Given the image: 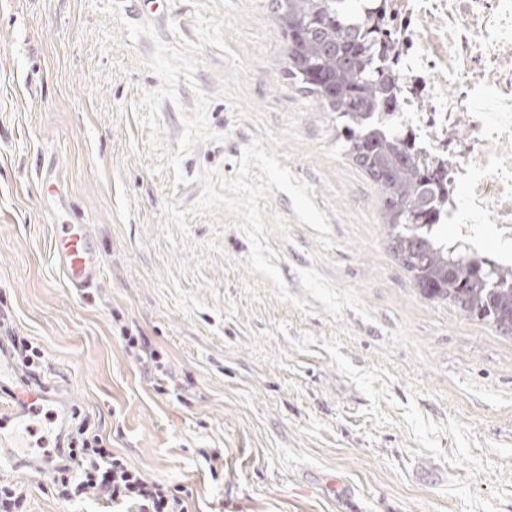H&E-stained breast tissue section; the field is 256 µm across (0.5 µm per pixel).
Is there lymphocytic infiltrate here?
Wrapping results in <instances>:
<instances>
[{
    "label": "lymphocytic infiltrate",
    "instance_id": "obj_1",
    "mask_svg": "<svg viewBox=\"0 0 512 512\" xmlns=\"http://www.w3.org/2000/svg\"><path fill=\"white\" fill-rule=\"evenodd\" d=\"M68 461L55 468L52 485L58 499L92 495L136 512H188L177 488L147 477L112 452L89 419H81L68 443Z\"/></svg>",
    "mask_w": 512,
    "mask_h": 512
}]
</instances>
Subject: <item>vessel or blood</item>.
<instances>
[{"mask_svg":"<svg viewBox=\"0 0 512 512\" xmlns=\"http://www.w3.org/2000/svg\"><path fill=\"white\" fill-rule=\"evenodd\" d=\"M52 261L62 283L80 292L96 283L101 261L85 221L52 224ZM49 387L33 388L18 367L0 368V463L28 464L23 439L32 431L45 401L50 400Z\"/></svg>","mask_w":512,"mask_h":512,"instance_id":"vessel-or-blood-1","label":"vessel or blood"}]
</instances>
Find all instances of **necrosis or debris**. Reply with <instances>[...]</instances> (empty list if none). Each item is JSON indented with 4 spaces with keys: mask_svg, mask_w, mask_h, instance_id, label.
<instances>
[{
    "mask_svg": "<svg viewBox=\"0 0 512 512\" xmlns=\"http://www.w3.org/2000/svg\"><path fill=\"white\" fill-rule=\"evenodd\" d=\"M370 20L395 77L386 121L439 183L440 221L512 241V0H358L350 30Z\"/></svg>",
    "mask_w": 512,
    "mask_h": 512,
    "instance_id": "necrosis-or-debris-1",
    "label": "necrosis or debris"
}]
</instances>
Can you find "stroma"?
Segmentation results:
<instances>
[{
    "instance_id": "35a3bbf8",
    "label": "stroma",
    "mask_w": 512,
    "mask_h": 512,
    "mask_svg": "<svg viewBox=\"0 0 512 512\" xmlns=\"http://www.w3.org/2000/svg\"><path fill=\"white\" fill-rule=\"evenodd\" d=\"M241 32L225 31L246 63L244 97L266 126L236 121L218 97L230 66L205 46L195 78L210 95L221 143L181 162L187 184L156 163L135 109L159 77L143 68L154 39L196 41L191 0H0V320L39 346L38 372L91 417L109 448L148 477L191 492V512H512V336L421 297L387 246L376 184L346 155L335 113L288 76L270 0H234ZM155 38L131 39L129 22ZM163 101L170 149L195 98ZM298 141L278 160L314 188L335 248L298 223L288 194L269 211L290 242L269 236L291 294L308 313L249 274L247 238L189 218L202 264L164 238L165 202L191 205L197 176H234L253 137ZM87 217L102 258L84 294L64 287L42 218L43 168ZM217 240L219 252L204 245ZM157 351L132 358L120 327ZM168 375L166 392L155 384ZM218 452L210 463L205 455ZM51 469L0 467L25 512H113L87 496L58 500Z\"/></svg>"
}]
</instances>
